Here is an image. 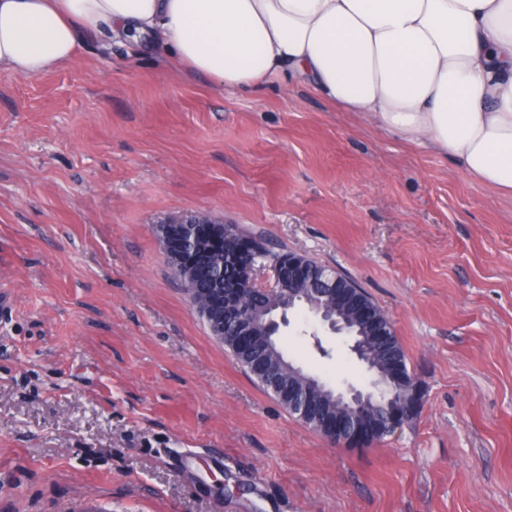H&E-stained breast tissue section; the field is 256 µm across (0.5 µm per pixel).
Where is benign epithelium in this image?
Instances as JSON below:
<instances>
[{"label":"benign epithelium","instance_id":"1","mask_svg":"<svg viewBox=\"0 0 512 512\" xmlns=\"http://www.w3.org/2000/svg\"><path fill=\"white\" fill-rule=\"evenodd\" d=\"M203 222L214 225V230L224 235V238H232V227L220 223L216 225L212 219L203 221L196 215L169 220L157 226V235L163 251L173 274L177 277H208L207 265L188 259L190 255L195 258L200 256V241L203 236L199 224ZM225 260L226 264L237 272L239 280L248 287L269 297L277 295L278 306L247 307L238 295L227 290H215L206 305H198L196 310L203 317L211 335L220 341L224 340V321H233L235 350L251 361L255 373L263 374L268 370L265 351L270 347L271 338L278 335L280 327L291 323L290 315L302 310L295 306L298 297L291 289V285L306 276L303 256L292 253L288 255L287 262L279 260L269 265L274 274V284L270 288H263L258 284L257 266L243 263L238 252L226 253ZM313 293L317 300L304 299L306 309L302 311L309 314L324 331L346 337L349 350L356 360L360 363L365 362L361 344L350 334L351 328L355 327L357 332L370 336L383 335L385 329L379 324L373 306L368 303L363 289L330 269L321 276ZM390 369L402 384L410 387L412 400L407 403L406 412L414 413L419 403L414 383L401 364L392 363ZM271 390L279 400L289 398L294 413L302 421H309L311 400L303 392L300 384L291 383L285 386L273 381ZM384 395L385 392L378 390L373 381L367 388L350 385L344 389H336L333 401L338 407L348 408L350 416L328 417L322 423V429L328 432L340 447L369 442L393 432L404 419L402 413L383 418L378 424L359 414L361 406L370 400L381 399Z\"/></svg>","mask_w":512,"mask_h":512}]
</instances>
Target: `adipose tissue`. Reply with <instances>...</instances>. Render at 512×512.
<instances>
[{"instance_id":"adipose-tissue-1","label":"adipose tissue","mask_w":512,"mask_h":512,"mask_svg":"<svg viewBox=\"0 0 512 512\" xmlns=\"http://www.w3.org/2000/svg\"><path fill=\"white\" fill-rule=\"evenodd\" d=\"M148 37L225 91L288 77L512 196V0H0V72Z\"/></svg>"}]
</instances>
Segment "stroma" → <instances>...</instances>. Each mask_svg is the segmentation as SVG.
Listing matches in <instances>:
<instances>
[{"label": "stroma", "mask_w": 512, "mask_h": 512, "mask_svg": "<svg viewBox=\"0 0 512 512\" xmlns=\"http://www.w3.org/2000/svg\"><path fill=\"white\" fill-rule=\"evenodd\" d=\"M190 212L360 285L416 416L339 448L252 381L157 239ZM2 290L0 512H512V199L308 85L227 93L94 34L56 70L1 71ZM313 327L283 329L290 359L359 382Z\"/></svg>", "instance_id": "35a3bbf8"}]
</instances>
